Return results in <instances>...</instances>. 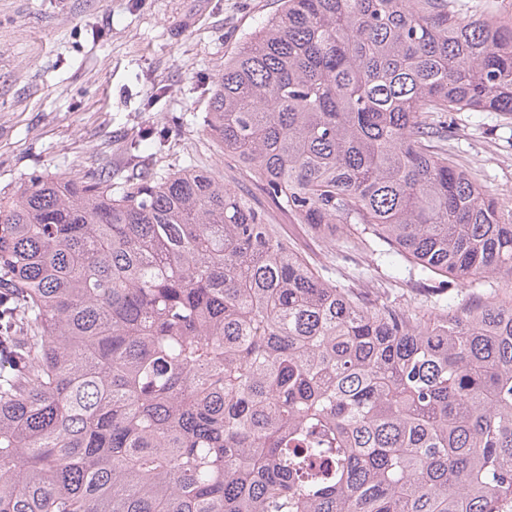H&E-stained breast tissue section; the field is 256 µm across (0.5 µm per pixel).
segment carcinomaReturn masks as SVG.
Returning a JSON list of instances; mask_svg holds the SVG:
<instances>
[{
  "label": "carcinoma",
  "instance_id": "cac0c4a2",
  "mask_svg": "<svg viewBox=\"0 0 512 512\" xmlns=\"http://www.w3.org/2000/svg\"><path fill=\"white\" fill-rule=\"evenodd\" d=\"M512 113V14L281 0L203 125L283 213L396 268L512 283V211L448 149ZM0 197V512H512V292L340 288L224 178Z\"/></svg>",
  "mask_w": 512,
  "mask_h": 512
}]
</instances>
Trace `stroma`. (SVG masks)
Segmentation results:
<instances>
[{
  "instance_id": "stroma-1",
  "label": "stroma",
  "mask_w": 512,
  "mask_h": 512,
  "mask_svg": "<svg viewBox=\"0 0 512 512\" xmlns=\"http://www.w3.org/2000/svg\"><path fill=\"white\" fill-rule=\"evenodd\" d=\"M278 0H0V191L30 173L73 180L109 172L113 192L132 174L130 147L144 129L165 138L153 160L223 175L252 196L280 233L337 286L380 285L381 299L432 308V283L392 280L375 252L356 249V226L333 238L291 223L203 130L214 79L241 37ZM448 152L512 209V115L452 112Z\"/></svg>"
}]
</instances>
